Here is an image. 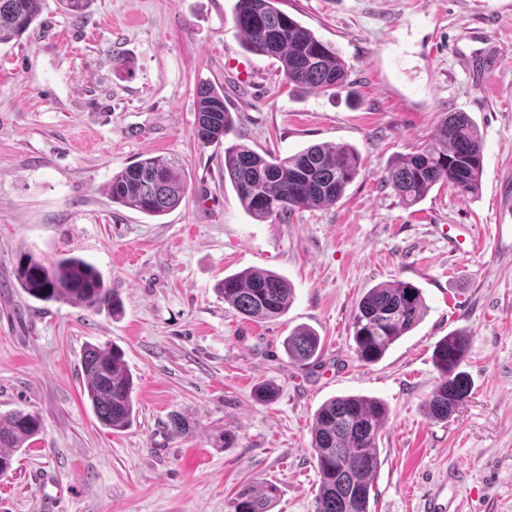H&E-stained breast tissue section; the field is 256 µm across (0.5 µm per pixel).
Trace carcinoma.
<instances>
[{
	"label": "carcinoma",
	"mask_w": 512,
	"mask_h": 512,
	"mask_svg": "<svg viewBox=\"0 0 512 512\" xmlns=\"http://www.w3.org/2000/svg\"><path fill=\"white\" fill-rule=\"evenodd\" d=\"M280 0H236L234 23L241 47L250 54L276 59L288 84L327 92L347 84L348 69L336 50L279 8ZM45 0H0V43L24 34L41 16ZM197 122L193 137L201 145L220 144L233 131L224 92L210 83L196 91ZM362 158L349 145H312L293 155L263 157L240 143L224 148V174L243 208L258 220L284 219L301 208L336 204L360 171ZM483 170V141L465 112H445L436 133L418 150L386 168L385 182L402 204L420 202L436 185L462 194L477 191ZM188 191L186 172L174 158L149 157L112 176V202L157 217L181 204ZM20 288L44 302L85 309L121 310L114 290L106 287L93 265L78 257L55 262L31 253L14 269ZM224 302L249 320L273 321L286 314L294 288L282 275L249 269L218 283ZM426 314L422 294L404 281L381 283L360 299L352 318L354 352L366 363L378 362L387 350L418 325ZM469 336L451 332L434 349L439 372L425 407L429 418L447 420L468 397L471 382L460 370ZM288 357L301 366L317 359L321 338L297 328L284 341ZM84 391L100 423L114 431L133 421L132 374L115 347L89 344L81 357ZM389 415L387 406L363 395H342L315 412L311 448L319 474L316 512H371L370 493L380 467L376 440ZM41 428L38 413H0V473L11 470L13 455ZM277 489L242 488L233 512H271Z\"/></svg>",
	"instance_id": "obj_1"
}]
</instances>
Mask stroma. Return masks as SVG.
<instances>
[{
    "label": "stroma",
    "instance_id": "1",
    "mask_svg": "<svg viewBox=\"0 0 512 512\" xmlns=\"http://www.w3.org/2000/svg\"><path fill=\"white\" fill-rule=\"evenodd\" d=\"M234 0H92L75 20L46 0L38 23L0 43V412H37L38 439L0 476V512H231L245 485L272 484V512H315L313 415L331 397L377 398L372 512H424L454 471L462 512H512V0H282L349 68L334 92L288 86L247 53ZM224 89V144L193 138L196 91ZM462 111L483 140L477 193L435 187L414 206L384 182L397 157ZM289 156L348 144L362 157L343 197L288 221L253 218L224 177V147ZM179 158L188 193L160 217L114 204L116 172ZM469 229L448 244L450 227ZM91 262L123 310L29 297L23 254ZM284 276L295 298L275 321L243 319L217 285L246 269ZM399 279L427 313L376 363L354 353L360 298ZM322 340L301 367L283 340ZM466 332L469 397L445 421L425 403L437 342ZM116 346L136 413L115 432L83 393L87 344ZM277 386L274 401L255 387ZM190 428L175 436L171 415ZM234 433L232 447L211 440Z\"/></svg>",
    "mask_w": 512,
    "mask_h": 512
}]
</instances>
